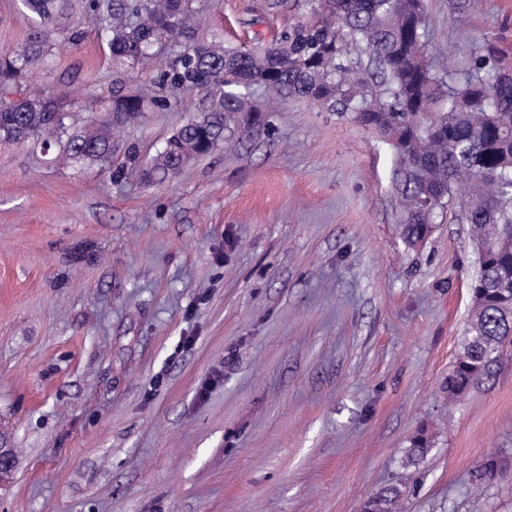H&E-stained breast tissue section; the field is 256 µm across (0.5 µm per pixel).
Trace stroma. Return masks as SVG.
Returning a JSON list of instances; mask_svg holds the SVG:
<instances>
[{"instance_id":"stroma-1","label":"stroma","mask_w":512,"mask_h":512,"mask_svg":"<svg viewBox=\"0 0 512 512\" xmlns=\"http://www.w3.org/2000/svg\"><path fill=\"white\" fill-rule=\"evenodd\" d=\"M425 0L427 55L466 70L495 46L512 70V0ZM199 39L258 50L305 0H198ZM32 25L0 0V50ZM91 16L32 86L70 124L117 78ZM188 107L147 112L116 153L161 151ZM391 142L280 99L237 151L145 183L60 148L0 142V512H362L433 448L403 512H512V349L455 406L443 386L479 271L462 203L408 245ZM207 396L199 391L204 381ZM432 447V438L426 430L418 432L411 440L410 448L406 452V462L404 468L416 467L430 452Z\"/></svg>"}]
</instances>
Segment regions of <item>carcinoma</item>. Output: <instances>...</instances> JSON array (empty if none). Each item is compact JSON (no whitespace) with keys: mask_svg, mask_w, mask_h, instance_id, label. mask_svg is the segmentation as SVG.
Wrapping results in <instances>:
<instances>
[{"mask_svg":"<svg viewBox=\"0 0 512 512\" xmlns=\"http://www.w3.org/2000/svg\"><path fill=\"white\" fill-rule=\"evenodd\" d=\"M34 25L20 48L0 51V140H34L46 151L63 148L77 164L112 159V130L150 110L172 111L181 96H196L193 115L150 160L127 147L125 165L148 180L179 174L219 145L231 150L236 127L258 126L265 108L252 100L263 87L328 111L353 112L364 126L412 144L396 150L394 182L403 203L402 234L416 245L432 231L438 211L467 187L463 219L484 249L472 285V308L461 349L448 372V404L489 378L512 344V81L497 66L495 51L472 58L467 70L435 69L424 56L427 29L423 0H308L309 18L283 30L261 51L228 49L194 38L190 17L196 0H20ZM102 27L114 64L127 71L154 59L155 83L168 94L146 97L112 88L92 99L90 119L76 132L57 98L16 87L36 78L51 55L53 34L76 42L80 16ZM378 90L368 96L366 83ZM432 438L418 432L404 468L417 466ZM506 474L497 457L477 472L484 483ZM408 485L382 488L364 512H400Z\"/></svg>","mask_w":512,"mask_h":512,"instance_id":"carcinoma-1","label":"carcinoma"}]
</instances>
